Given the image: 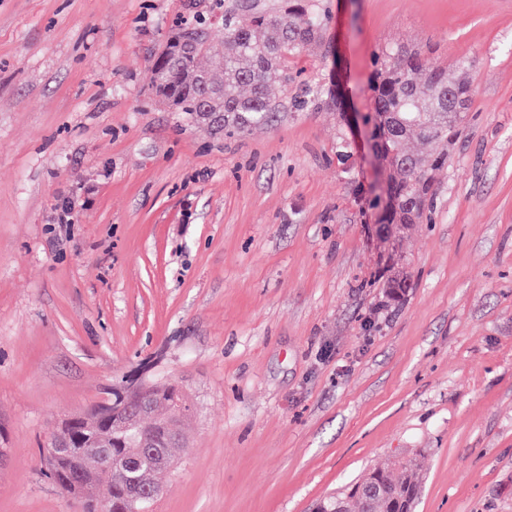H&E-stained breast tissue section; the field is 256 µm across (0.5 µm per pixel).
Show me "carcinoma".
<instances>
[{"label":"carcinoma","instance_id":"1","mask_svg":"<svg viewBox=\"0 0 512 512\" xmlns=\"http://www.w3.org/2000/svg\"><path fill=\"white\" fill-rule=\"evenodd\" d=\"M211 0L210 13L224 23V46L216 50L208 31L210 19H199L171 36L154 60L155 90L175 112L240 135L273 121L288 106L304 110L335 101L324 81L305 85L304 93L288 99L297 73L292 61L309 45L322 46L329 18L328 0ZM219 53L220 65L208 69L201 60ZM372 96L361 116L370 127L386 173L383 205L388 224H421L434 207L435 171L448 160V140L459 135L472 97L470 85L446 67L436 66L423 48L386 44L374 53ZM275 76L280 96L271 92ZM415 137L435 145L429 155L406 148ZM129 433L104 429L97 443L78 448L65 459L50 462L40 449L41 472L60 486L73 487L84 512H134L137 504L126 492L128 477L149 472L143 462L132 468L134 443ZM105 483L111 497L103 501L88 487ZM420 492L417 466L410 461L384 466L357 480L349 491L360 512H415Z\"/></svg>","mask_w":512,"mask_h":512}]
</instances>
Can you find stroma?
Masks as SVG:
<instances>
[{"instance_id":"1","label":"stroma","mask_w":512,"mask_h":512,"mask_svg":"<svg viewBox=\"0 0 512 512\" xmlns=\"http://www.w3.org/2000/svg\"><path fill=\"white\" fill-rule=\"evenodd\" d=\"M205 9L0 0V512H82L39 450L140 383L191 406L157 512H316L412 457L416 512H512V0H330L334 58L308 48L297 81L337 70L342 111L232 138L152 86ZM385 43L473 90L428 221L400 234L340 120Z\"/></svg>"}]
</instances>
